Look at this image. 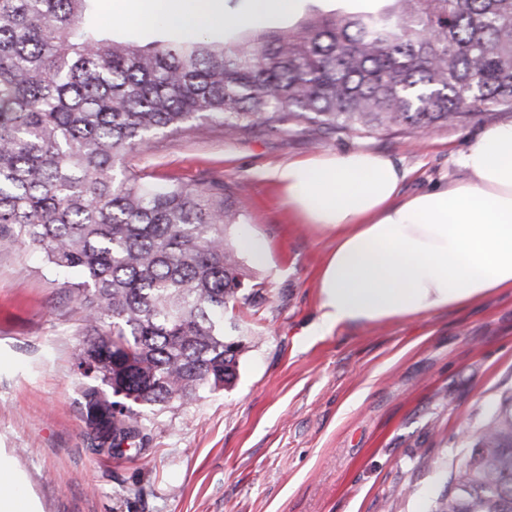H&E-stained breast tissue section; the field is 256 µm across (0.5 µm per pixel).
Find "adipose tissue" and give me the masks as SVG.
Returning <instances> with one entry per match:
<instances>
[{"label": "adipose tissue", "instance_id": "adipose-tissue-1", "mask_svg": "<svg viewBox=\"0 0 512 512\" xmlns=\"http://www.w3.org/2000/svg\"><path fill=\"white\" fill-rule=\"evenodd\" d=\"M105 0L113 18L164 22L191 37L217 26H258L298 0ZM463 180L404 197L403 172L366 149L319 154L272 169L288 209L334 237L319 275L309 333L341 324L412 319L512 290V122L484 130L460 154Z\"/></svg>", "mask_w": 512, "mask_h": 512}]
</instances>
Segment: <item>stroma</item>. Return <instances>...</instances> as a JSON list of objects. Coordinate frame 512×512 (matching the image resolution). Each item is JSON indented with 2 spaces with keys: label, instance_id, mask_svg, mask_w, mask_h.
<instances>
[{
  "label": "stroma",
  "instance_id": "35a3bbf8",
  "mask_svg": "<svg viewBox=\"0 0 512 512\" xmlns=\"http://www.w3.org/2000/svg\"><path fill=\"white\" fill-rule=\"evenodd\" d=\"M482 114L420 138L225 137L218 125L157 136L133 164L243 205L232 237L268 244L249 263L262 297L226 313L246 337L235 385L161 414L146 450L92 448L74 373L84 329L71 288L37 253L0 254V454L37 512H431L446 475L490 408L512 393V292L459 311L308 335L332 237L292 222L270 171L363 148L407 177L402 195L464 178L458 156Z\"/></svg>",
  "mask_w": 512,
  "mask_h": 512
}]
</instances>
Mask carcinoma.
<instances>
[{
	"mask_svg": "<svg viewBox=\"0 0 512 512\" xmlns=\"http://www.w3.org/2000/svg\"><path fill=\"white\" fill-rule=\"evenodd\" d=\"M96 0H0V252L76 275L77 357L96 449H146L155 419L232 386L257 305L224 186H158L129 156L199 119L256 129L413 136L512 107V0H374L295 27L184 43L109 39ZM432 512H512V396L453 467Z\"/></svg>",
	"mask_w": 512,
	"mask_h": 512,
	"instance_id": "1",
	"label": "carcinoma"
}]
</instances>
